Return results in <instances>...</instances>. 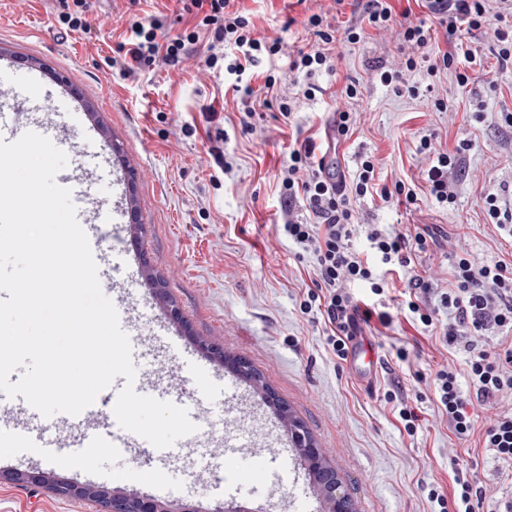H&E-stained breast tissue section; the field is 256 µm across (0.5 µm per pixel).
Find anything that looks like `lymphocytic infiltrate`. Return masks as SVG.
Returning a JSON list of instances; mask_svg holds the SVG:
<instances>
[{"label": "lymphocytic infiltrate", "mask_w": 512, "mask_h": 512, "mask_svg": "<svg viewBox=\"0 0 512 512\" xmlns=\"http://www.w3.org/2000/svg\"><path fill=\"white\" fill-rule=\"evenodd\" d=\"M236 0H190L185 9L195 22L171 36H164V18L149 15L133 22L119 49L123 56L117 66L121 76L154 69L157 64L176 68L192 57L200 38H207L205 67L223 73L242 100H249L254 89L249 82L252 69L260 60L287 56L290 70L306 79L298 97L281 92V78L275 70L264 73L263 88L275 98L281 117L290 119L298 98H315L320 73L332 70L333 52L337 42L355 44L364 36L365 27L385 31L396 29L402 59L398 67L380 72L382 84L399 94L419 96L422 89L410 76L425 68L429 76L454 74L460 85L472 79L471 71L482 63L477 49L463 45L466 33L493 27L497 54L512 61V0H426L431 20L397 22L389 0H368L363 23L336 29L319 13L307 17L305 25L316 43L311 50L285 54L280 39L257 36L250 15L236 7ZM439 26L447 49L429 56L426 47L431 40L432 26ZM470 148L469 139H459L454 151H438L431 137H422L419 151L427 156L429 165L424 180L429 195L442 206L455 201L451 176L463 164ZM373 157L361 156L352 180L336 177L317 158L311 141L294 143L288 150V167L281 180L285 197L304 199L314 215V222L289 218L280 231L295 249L297 257H311L316 275L313 292L303 301L304 310L320 307L329 326L328 346L338 358H345L348 342L359 323L378 319L390 326L387 312L359 309L345 286L351 282L365 284L373 295L388 291L386 272L410 266L414 256L426 252L437 237L431 226L407 232H389L377 224L362 220L356 211V200L378 194L382 200H404L414 204L417 193L413 186L396 182L393 187L379 186L375 181ZM363 235L368 252L354 249L355 235ZM452 288L431 297V284L420 283L409 291L403 302L406 315L413 324L432 326L440 310H447L448 323L442 339L452 347L487 327L512 329V263L495 261L474 264L462 255L453 257ZM467 375L478 400L491 401L512 395V342L500 344L492 352L477 350L466 362ZM437 407L448 419L452 433L460 439L471 436L474 421L467 411V400L461 390L456 371L441 368L434 378ZM482 445L494 458L512 463V409L496 413L481 434ZM428 499L438 512H474L473 486L467 474L454 470L451 492L431 486Z\"/></svg>", "instance_id": "obj_1"}]
</instances>
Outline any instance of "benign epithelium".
<instances>
[{
  "label": "benign epithelium",
  "mask_w": 512,
  "mask_h": 512,
  "mask_svg": "<svg viewBox=\"0 0 512 512\" xmlns=\"http://www.w3.org/2000/svg\"><path fill=\"white\" fill-rule=\"evenodd\" d=\"M291 439L299 456L317 473L323 476L319 482L320 493L326 505L325 512H345L350 494L342 481L336 478L335 470L326 465L322 449L310 440L299 427L291 429ZM0 482L19 486H55L54 494L64 499H87L96 502L101 512H200L191 504L182 503L174 509L151 496L138 492L112 490L104 486L79 485L60 481L52 484L43 471L16 470L0 473Z\"/></svg>",
  "instance_id": "obj_1"
}]
</instances>
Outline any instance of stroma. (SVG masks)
<instances>
[{"label":"stroma","instance_id":"stroma-1","mask_svg":"<svg viewBox=\"0 0 512 512\" xmlns=\"http://www.w3.org/2000/svg\"><path fill=\"white\" fill-rule=\"evenodd\" d=\"M86 3V28L73 33L58 22L62 0H0V58L14 62L0 70V83L12 87L20 106L32 107L36 101L27 73L42 70L54 91L52 120L67 126L78 118L99 129L96 142L74 132L75 145L66 151L69 166L94 164L101 149H119L115 163L131 174L124 197L136 214L135 224L118 231L110 223L115 192L110 171L98 172L88 203L105 220L104 234L116 243L134 240L147 261L124 290L132 303L144 296L153 299L152 311L129 326L133 337L146 343L134 360L141 392L168 402L195 399L197 429L161 459L150 442L135 435L129 447L94 456L73 449L70 463L41 448L21 454L20 438L6 431L0 433V472H50L79 484L191 503L200 512L230 500L249 512H322V498L301 459L293 460L290 477L278 472L250 476L287 430L272 406L248 407L235 399L233 388H222L209 400L200 398V381L179 366L174 350L194 352L206 340L221 345L225 354L247 359L305 422L328 462L345 478L356 512H431L428 485L451 491L457 467L468 468L478 491L474 512H494L497 501L512 496V465L486 452L478 434L497 405L475 401L468 379H461L476 432L457 439L436 407L432 383L441 366L464 371L469 353L464 346L443 344L447 312L423 330L397 309L409 278L451 288L453 254H467L478 264L512 261V236L491 224L484 210L485 196L493 193L501 208L512 211V128L501 119L502 113L512 112V64L499 62L493 31L481 29L466 37L483 57L482 75L468 86H459L451 74L433 80L426 70L414 73V81L433 84L436 95L447 99V111H437L431 98L400 95L374 79L377 68L398 63V37L393 29L369 28L358 43H337L333 71L316 78L321 93L301 100L290 121L281 119L277 106L264 105L263 82L253 80L255 115L248 131L239 123L241 100L206 71L204 51L178 68L162 64L128 78L112 68L134 21L160 11L168 17V34L192 26L182 0ZM239 6L250 14L258 35L284 43L287 54L273 66L287 95L305 82L302 74L289 71L288 54L314 45L305 17L322 12L341 29L359 20L363 9L361 0L340 6L335 0H239ZM71 67L81 69L85 78L78 94L61 87ZM352 82L359 88L355 99L342 93ZM212 105L217 114L209 113ZM479 108L484 111L480 118L475 115ZM346 110L355 113L356 125L332 157L337 173L353 177L359 157L371 155L380 184L402 181L418 194L410 209L377 196L362 198L356 203L361 216L390 231L429 224L444 233L409 268L391 273L380 308L392 314V325L385 328L374 319L364 328L380 362L370 390L328 349L320 313L302 312L300 304L314 286V264L308 257L297 259L293 245L278 232L288 217L309 216L303 200L288 204L280 195L289 146L309 139L317 153H324L325 128L334 113ZM425 134L434 135L440 150L455 149L464 135L471 141L462 171L452 178L456 202L448 209L425 187L426 158L417 150ZM216 150L223 152L230 171L215 163ZM151 272L164 281L183 323L169 321L147 279ZM162 321L173 337L163 336ZM401 352L406 355L402 361L397 358ZM397 384L407 397L425 396L420 425L411 436L384 399ZM0 512L99 508L86 500L58 498L46 487L0 483Z\"/></svg>","mask_w":512,"mask_h":512}]
</instances>
